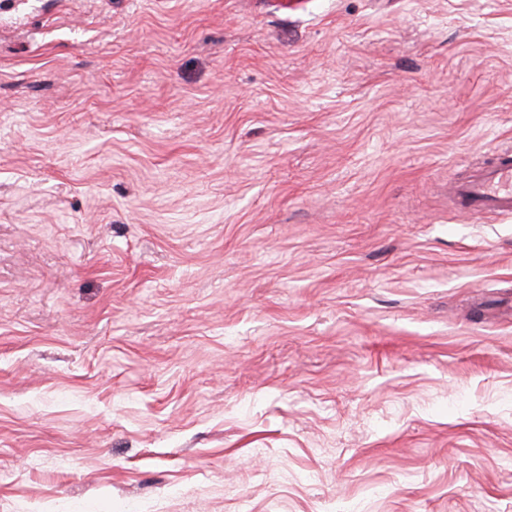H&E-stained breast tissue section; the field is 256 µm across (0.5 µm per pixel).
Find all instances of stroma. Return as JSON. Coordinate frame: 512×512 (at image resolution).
Wrapping results in <instances>:
<instances>
[{"label": "stroma", "instance_id": "1", "mask_svg": "<svg viewBox=\"0 0 512 512\" xmlns=\"http://www.w3.org/2000/svg\"><path fill=\"white\" fill-rule=\"evenodd\" d=\"M0 0V512H512V0ZM454 195L475 213H512V160L505 159L474 179L455 183Z\"/></svg>", "mask_w": 512, "mask_h": 512}]
</instances>
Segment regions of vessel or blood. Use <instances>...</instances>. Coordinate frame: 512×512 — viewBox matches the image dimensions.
<instances>
[{
    "label": "vessel or blood",
    "instance_id": "1",
    "mask_svg": "<svg viewBox=\"0 0 512 512\" xmlns=\"http://www.w3.org/2000/svg\"><path fill=\"white\" fill-rule=\"evenodd\" d=\"M454 195L476 213H512V160H503L476 178L455 184Z\"/></svg>",
    "mask_w": 512,
    "mask_h": 512
}]
</instances>
